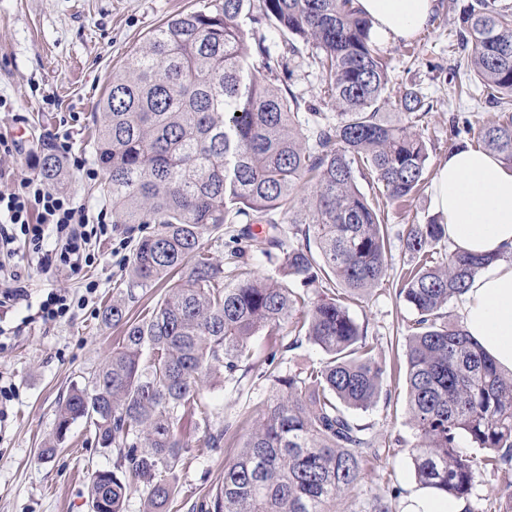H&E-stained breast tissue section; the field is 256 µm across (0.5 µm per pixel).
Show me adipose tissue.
<instances>
[{"instance_id":"obj_1","label":"adipose tissue","mask_w":512,"mask_h":512,"mask_svg":"<svg viewBox=\"0 0 512 512\" xmlns=\"http://www.w3.org/2000/svg\"><path fill=\"white\" fill-rule=\"evenodd\" d=\"M380 38L411 39L429 23L434 0H356ZM432 205L456 248L490 261L464 297L467 332L512 372V163L465 147L449 152L431 186Z\"/></svg>"}]
</instances>
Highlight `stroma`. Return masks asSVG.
Here are the masks:
<instances>
[{"mask_svg":"<svg viewBox=\"0 0 512 512\" xmlns=\"http://www.w3.org/2000/svg\"><path fill=\"white\" fill-rule=\"evenodd\" d=\"M215 0H0V95L13 103V114L0 113V132L26 134L20 153L1 167L15 178L38 173L45 148L59 121L69 113L79 119L72 127L75 151L94 158L92 132L100 117L98 102L112 71L123 66L134 49L167 19L214 5ZM457 18L448 12V0H435L430 25L414 38L379 42L389 64L387 94L398 98L404 85L413 83L432 103L424 125L429 143L427 176L435 178L450 150L449 119L469 120L473 128L495 120L498 111L480 100H458L448 83V71L462 63L454 32ZM292 90L317 111L335 116L336 107L323 93L322 76L309 59L292 60ZM51 95L54 111L43 109ZM391 259L384 281L361 303L352 306L354 317L367 324L376 345L375 357L386 372L376 407L355 413L358 423L371 427L382 450L367 467L361 485L352 490L339 512H369L375 496H386L393 512H406L419 486L409 449L415 431L405 414L406 387L392 367L398 364V343L404 342L412 312L395 295V283L410 262L400 239L407 225L436 219L429 190L408 202L388 208ZM116 240L97 246V260L88 271H45L37 263L20 264L33 298L53 289L82 295L87 280L99 288L85 309L53 324L24 323L27 311L13 315L20 330L7 349L0 350V374L15 386L6 422L0 423V512H89L90 475L112 468V450L99 447L88 424L79 421L67 432L56 455H40L43 442L56 431L57 409L76 384H84L112 353L119 329L106 325L101 310L122 292L123 269L113 255ZM259 360H272L281 372L318 362L321 351L293 335L253 339ZM272 394L269 382L250 378L207 388L203 394L212 428L233 422L251 427ZM204 432L190 430L187 452L174 467L177 490L170 512H200L223 482L224 465L233 450L209 449Z\"/></svg>","mask_w":512,"mask_h":512,"instance_id":"1","label":"stroma"}]
</instances>
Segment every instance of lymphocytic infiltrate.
<instances>
[{
    "mask_svg": "<svg viewBox=\"0 0 512 512\" xmlns=\"http://www.w3.org/2000/svg\"><path fill=\"white\" fill-rule=\"evenodd\" d=\"M107 216L106 210H90L72 194L48 187L40 177L23 178L14 187L0 189V252L10 251L20 237L28 240L36 254L48 242L57 266L79 272L93 265L95 244L112 234ZM30 302L36 305L35 319L45 323L72 315L76 307L62 290L49 291L40 301H33L20 272H10L7 287L0 289V349L16 333L8 313Z\"/></svg>",
    "mask_w": 512,
    "mask_h": 512,
    "instance_id": "obj_1",
    "label": "lymphocytic infiltrate"
}]
</instances>
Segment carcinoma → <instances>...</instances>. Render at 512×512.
Returning <instances> with one entry per match:
<instances>
[{
	"instance_id": "cac0c4a2",
	"label": "carcinoma",
	"mask_w": 512,
	"mask_h": 512,
	"mask_svg": "<svg viewBox=\"0 0 512 512\" xmlns=\"http://www.w3.org/2000/svg\"><path fill=\"white\" fill-rule=\"evenodd\" d=\"M448 9L460 10L456 37L471 81L502 113L477 143L511 163L512 4L449 0ZM266 28L280 36L274 50ZM371 28L354 0H219L168 19L112 72L96 137L102 190L112 223L154 230L124 264L128 292L103 307V321L121 329L119 346L71 388L55 439L40 450L52 457L79 420L116 450L112 469L92 473L93 512H126L130 478L146 488L143 512H165L171 471L188 447L183 424L208 415L203 389L246 376L256 368L252 339L287 327L323 358L260 373L274 394L225 463L213 512H336L368 455H378L350 412L377 405L385 370L350 307L386 277L390 240L385 214L357 180L373 177L392 203L416 194L433 105L410 84L401 111H381L390 77ZM305 56L321 71L335 122L302 115L312 107L288 84V61ZM39 175L52 188L64 180L50 150ZM226 224L263 226L276 276L255 274L239 247L213 261L203 237ZM445 240L435 220L402 234L412 263L396 296L414 314L403 352L414 477L466 500L477 468L501 473L499 505L512 512V372L445 312L488 259L453 250L440 262ZM163 281L161 302L130 315L134 289ZM325 283L333 294L311 297ZM463 439L474 454L460 453Z\"/></svg>"
}]
</instances>
